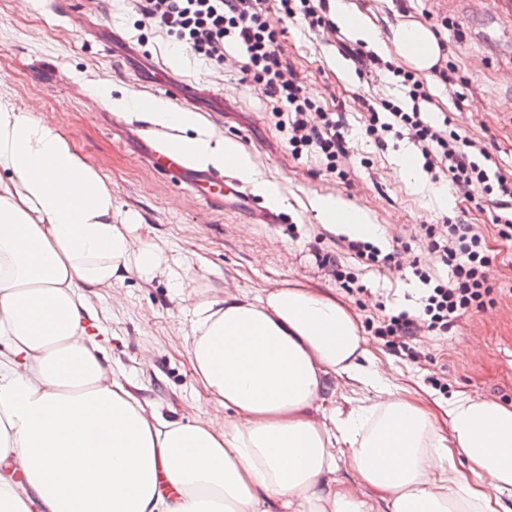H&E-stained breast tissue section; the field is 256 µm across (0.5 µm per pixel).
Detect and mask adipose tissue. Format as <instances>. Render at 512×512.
Masks as SVG:
<instances>
[{"label":"adipose tissue","instance_id":"obj_1","mask_svg":"<svg viewBox=\"0 0 512 512\" xmlns=\"http://www.w3.org/2000/svg\"><path fill=\"white\" fill-rule=\"evenodd\" d=\"M400 58L426 73L441 48L426 26H398ZM113 110L182 130L189 161L257 178L230 138L192 113L96 90ZM322 223L363 238L371 228L341 198L321 197ZM166 271L162 249L112 221V189L53 127L0 97V504L7 512H372L344 484L326 482L350 448L361 483L385 491L391 512H482L445 445L512 500V408L468 396L449 401V437L397 398L335 298L302 285L226 294L198 307L190 354L198 382L231 410L223 430L147 414L112 375L86 331V293L124 274ZM360 381L370 404L312 417L327 372ZM455 454V455H456Z\"/></svg>","mask_w":512,"mask_h":512}]
</instances>
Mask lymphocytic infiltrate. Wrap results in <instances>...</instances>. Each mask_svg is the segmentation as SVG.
Returning <instances> with one entry per match:
<instances>
[{
    "label": "lymphocytic infiltrate",
    "instance_id": "obj_1",
    "mask_svg": "<svg viewBox=\"0 0 512 512\" xmlns=\"http://www.w3.org/2000/svg\"><path fill=\"white\" fill-rule=\"evenodd\" d=\"M264 2L133 0V9L212 66L223 65L226 43L239 46L245 57L242 72L268 102L276 128L287 132L292 156L298 159L315 152L327 174L347 179L348 172L340 164L346 153L342 121L335 113L319 110L289 77L277 23L278 18L300 15L310 29L334 31V24L323 15L327 0H278L273 14ZM396 130L408 132L415 140L426 170L447 174L456 197L469 201L491 194L512 198V177L488 172L480 162L486 151L475 140L449 130L447 123L424 121L416 106L406 110L385 100L380 108L370 109L368 136L380 141ZM423 232L428 250L437 262L450 267V275L412 263L414 276L424 286L418 310L384 311L368 323L373 335L414 348L421 359L426 356L427 339L447 334L460 321L498 305L496 288L512 281V262H496L479 225L430 224Z\"/></svg>",
    "mask_w": 512,
    "mask_h": 512
}]
</instances>
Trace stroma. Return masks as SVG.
I'll list each match as a JSON object with an SVG mask.
<instances>
[{"label":"stroma","instance_id":"1","mask_svg":"<svg viewBox=\"0 0 512 512\" xmlns=\"http://www.w3.org/2000/svg\"><path fill=\"white\" fill-rule=\"evenodd\" d=\"M376 26L378 43L368 50L396 61L393 31L420 23L437 36V69L423 83L424 120L447 117L450 129L480 142L490 169L512 173V9L504 0H346ZM67 16L32 0H0V95L69 138L75 150L112 187L116 221L132 220L140 240L162 248L174 280L131 273L112 287L89 292L101 328L96 339L115 377L145 412L184 422L223 423L228 413L198 383L189 353L194 308L219 301L225 291L256 294L302 284L336 298L358 326L375 317V302L414 310L420 283L411 269H387L344 252L340 227L321 223L311 206L318 197H339L365 215L376 245L408 243V257L433 261L418 230L423 224L491 223L494 198L481 205L451 197L446 180H432L409 135L365 136L369 107L389 99L409 105L392 73L360 69L340 52V37L309 30L302 17L284 20V57L303 90L319 106L339 113L347 155V180L328 176L316 155L292 157L287 133L279 131L257 86L245 79L243 53L230 45L221 68L194 59L152 25H139L129 0H68ZM173 64L169 81L156 83L160 66ZM450 67L442 80L440 67ZM108 85L113 95L142 101L188 98L201 128L237 141L256 171L279 192L282 223L261 224L244 210L213 211L196 201L176 177L144 161L159 128L124 113L78 86ZM410 156L411 171L400 160ZM357 268L364 293L348 295L326 275L322 258ZM365 349L385 371L397 395L420 407L435 431L448 436L447 399L477 396L512 408V298L462 322L430 346L432 364L415 353L369 335ZM447 373L439 394L429 381ZM366 397L362 386L327 373L317 402L320 412L349 413Z\"/></svg>","mask_w":512,"mask_h":512}]
</instances>
